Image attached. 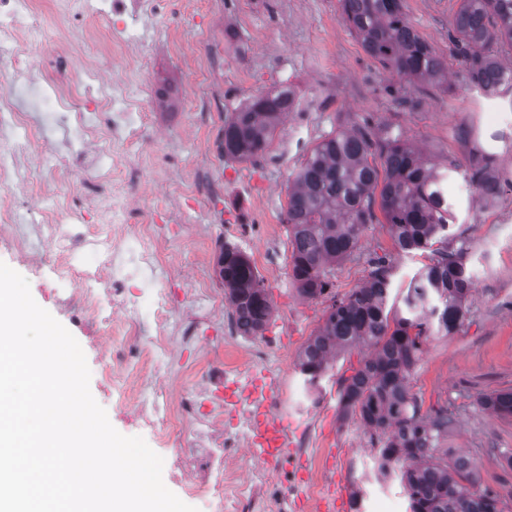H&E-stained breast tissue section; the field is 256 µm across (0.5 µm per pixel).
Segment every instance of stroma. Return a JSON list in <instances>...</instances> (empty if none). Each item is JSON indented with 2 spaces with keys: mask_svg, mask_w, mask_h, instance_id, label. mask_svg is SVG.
<instances>
[{
  "mask_svg": "<svg viewBox=\"0 0 512 512\" xmlns=\"http://www.w3.org/2000/svg\"><path fill=\"white\" fill-rule=\"evenodd\" d=\"M460 0H405V12L417 34L448 65L447 89L423 95L417 106L401 104L394 90L399 81L369 57L342 19L339 0H166L161 15L133 26L152 58L148 80L161 90L162 100L141 99L132 113L142 137L119 162L144 163L148 201L138 216L141 224L164 221L166 187L158 170L177 173L181 166L205 159L213 181L223 184L216 206L193 201L176 212L175 224L201 230L199 239L169 238L166 264L159 280H171L192 293L196 280L209 278L219 288L215 264L221 244L246 253L256 266L274 301L273 321L264 336H246L242 348L270 342L266 355L285 380L294 398L289 422L309 414L306 383L295 367L298 350L322 323L328 302L299 296L290 279V245L285 210L288 179L321 137L339 126L370 121L401 131L421 144L440 165H467L470 152L482 143L495 147V175L502 189L495 199H479L462 175H453L448 195L455 203L453 230L466 242L465 261L475 274L471 305L459 330L431 337L411 376L414 392L424 407L444 401L455 423L445 446L452 455L464 454L475 463L480 488L494 492L501 512H512V417H497L480 404L482 395L512 391V143L492 141L482 99L472 91L448 30ZM223 37L204 39L209 27ZM221 59L223 67L207 75L186 64L189 49ZM218 86L221 100L213 111L191 112L173 106L180 86ZM291 87L297 107L288 113L269 151L252 162L227 161L220 152L224 120L247 97L278 86ZM166 134L164 144L153 142L154 129ZM391 254L392 288L402 291L422 266L419 255L396 253L382 225L370 226L358 251L333 266L331 291L342 296L359 287L374 254ZM190 270L192 280L183 279ZM92 373L90 390L104 406L112 426L126 436L138 435L103 394L96 375L98 363L86 328L71 326ZM338 386L325 377L316 392L324 419L326 444L318 463L332 472L335 484L360 490L362 512H393V501H404L399 481L372 478L376 450L357 419L340 420Z\"/></svg>",
  "mask_w": 512,
  "mask_h": 512,
  "instance_id": "35a3bbf8",
  "label": "stroma"
}]
</instances>
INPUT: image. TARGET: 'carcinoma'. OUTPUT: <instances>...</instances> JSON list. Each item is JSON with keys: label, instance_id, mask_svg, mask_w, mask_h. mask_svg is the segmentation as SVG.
I'll return each instance as SVG.
<instances>
[{"label": "carcinoma", "instance_id": "carcinoma-1", "mask_svg": "<svg viewBox=\"0 0 512 512\" xmlns=\"http://www.w3.org/2000/svg\"><path fill=\"white\" fill-rule=\"evenodd\" d=\"M342 14L362 48L383 68L426 94L448 87V67L414 31L404 0H340ZM450 39L472 89L487 98L512 91L497 60L512 47V0H461ZM295 106L289 87L250 98L224 122L225 158L247 161L269 149L284 115ZM490 151L471 155L466 175L480 197L501 188L489 176ZM455 169L438 167L390 127L342 126L324 136L289 180L286 224L290 277L299 294H329L331 265L358 249L381 212L399 253L428 255L398 302H390L393 262L388 254L368 261L365 282L332 304L322 325L299 354L297 368L315 385L354 348L369 355L341 376L340 414L358 416L377 446L383 478L399 479L409 512H502L499 498L477 490L470 459L448 455L444 442L453 418L448 408L422 412L412 371L432 336H448L462 324L473 287L465 242L449 233L455 217L446 186ZM224 293L247 336L261 335L273 304L263 278L239 248L224 244L217 258ZM491 413L512 416V391L481 397Z\"/></svg>", "mask_w": 512, "mask_h": 512}]
</instances>
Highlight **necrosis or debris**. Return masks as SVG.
<instances>
[{"label": "necrosis or debris", "instance_id": "4bbe7bcc", "mask_svg": "<svg viewBox=\"0 0 512 512\" xmlns=\"http://www.w3.org/2000/svg\"><path fill=\"white\" fill-rule=\"evenodd\" d=\"M163 0H100L112 39L105 49L115 69L130 68L140 55L129 40L130 18L152 19ZM37 0H0V50L8 52L15 78L0 83V241L8 243L33 273L48 278L62 309L76 321L96 323L103 336L96 345L100 384L116 393L120 406L159 447L170 450L175 479L184 492L228 508L229 512H269L272 503L293 498V490L271 483L267 469L249 462L244 420L225 422L219 390L225 372L206 375L194 386L171 369L182 348L200 343L202 322L216 321L227 346L238 347L241 328L222 293L205 289V309L175 308L167 288L149 272L162 266L164 252L153 228L134 223L146 185L139 167L116 164L118 149L134 143L139 131L129 124L135 103L128 87L84 56L80 45L64 43L56 70L78 68L72 82L51 78L47 85L25 81L27 59L40 52L46 35L31 22ZM57 128L76 143L89 162L78 192L70 174L41 158ZM55 200L40 206L43 189ZM37 208L33 233L44 242L31 248L29 232L18 221L20 205ZM94 211L97 229L71 223L75 211ZM156 334L142 339V325ZM188 434L187 448H170L173 434Z\"/></svg>", "mask_w": 512, "mask_h": 512}]
</instances>
